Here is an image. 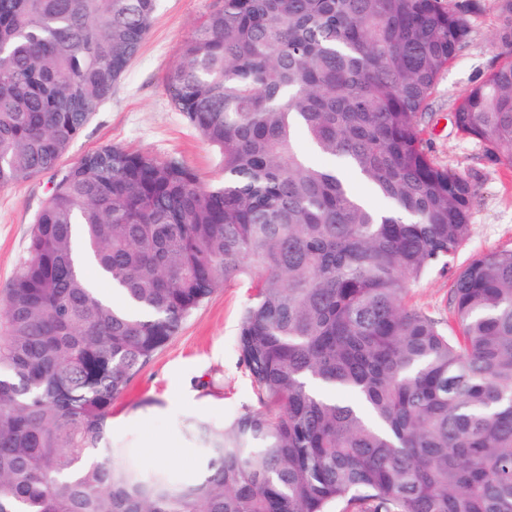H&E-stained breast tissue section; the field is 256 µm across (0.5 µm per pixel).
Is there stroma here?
<instances>
[{"label": "stroma", "instance_id": "35a3bbf8", "mask_svg": "<svg viewBox=\"0 0 512 512\" xmlns=\"http://www.w3.org/2000/svg\"><path fill=\"white\" fill-rule=\"evenodd\" d=\"M482 4L481 13L470 21L465 48L440 73L422 122L428 154L439 165L468 177L476 189L466 246L450 268L433 270L406 297L409 306L443 325L452 319L455 270L486 252L512 248V161H489L483 144L457 132L451 120L461 98L505 60L493 45L494 2ZM217 5L218 0H159L147 39L111 98L71 144L63 165L117 144L162 158L179 157L207 183L220 178L215 152L174 109L165 80L180 59L183 42ZM52 180V174L45 173L0 188V291L19 270ZM247 301V288L231 283L188 318L113 404L107 432L112 444L131 449L146 468L167 469L176 479L201 476L200 455L183 435V421L224 424L255 405L236 349L239 315Z\"/></svg>", "mask_w": 512, "mask_h": 512}]
</instances>
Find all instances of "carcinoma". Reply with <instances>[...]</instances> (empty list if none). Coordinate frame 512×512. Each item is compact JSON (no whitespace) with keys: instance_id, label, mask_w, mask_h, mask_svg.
<instances>
[{"instance_id":"carcinoma-1","label":"carcinoma","mask_w":512,"mask_h":512,"mask_svg":"<svg viewBox=\"0 0 512 512\" xmlns=\"http://www.w3.org/2000/svg\"><path fill=\"white\" fill-rule=\"evenodd\" d=\"M494 3L509 61L452 120L497 162L512 0ZM157 7L0 0V187L54 175L0 295V512H512V249L455 276L452 333L404 302L471 232L475 188L420 121L481 0H221L166 76L220 179L117 146L60 168ZM76 225L112 304L85 284ZM229 282L250 288L236 344L257 407L186 423L201 481L147 471L110 446L112 402Z\"/></svg>"}]
</instances>
